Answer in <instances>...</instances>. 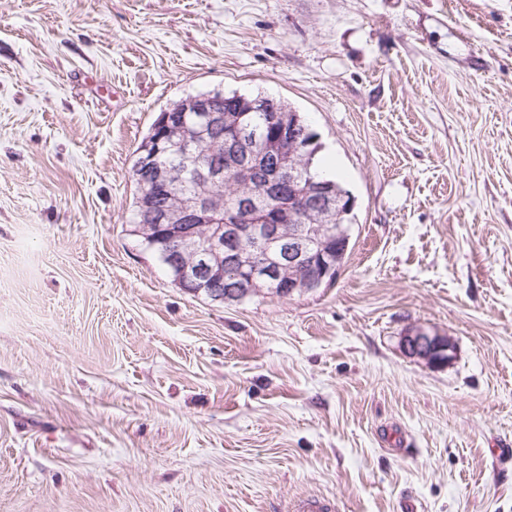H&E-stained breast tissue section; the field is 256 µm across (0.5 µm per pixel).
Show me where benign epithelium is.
<instances>
[{"instance_id": "benign-epithelium-1", "label": "benign epithelium", "mask_w": 512, "mask_h": 512, "mask_svg": "<svg viewBox=\"0 0 512 512\" xmlns=\"http://www.w3.org/2000/svg\"><path fill=\"white\" fill-rule=\"evenodd\" d=\"M271 98L260 97L240 102L237 111L216 110L208 94L194 97L189 107L207 113L208 121L225 127L224 149L240 157L237 170L247 173L248 148L258 144L273 163V173L264 184V192L241 204L231 214V223L221 224L213 232L210 244L199 240L198 225L206 223L210 194H197L178 208L159 210L154 195L171 191L168 169L154 165L160 147L142 156L141 164L154 169L150 186L144 189L140 213L142 226L164 229L170 247L165 253L167 263L176 271V282L196 293L206 290L216 300L224 296L245 298L264 283L281 292L313 291L331 284L349 247L343 231V217L354 210L353 196H336L330 183L304 181L294 157L300 151L296 124L278 120L250 135L249 119L253 112H268ZM288 183L302 191L296 205L288 210V225L253 224L251 219L271 201L277 189ZM313 210L330 222L328 226H307L297 223L303 213ZM238 267L236 281L227 289L214 287L224 280V261ZM403 350L431 365L451 362L455 346L450 337L423 329H414L402 338Z\"/></svg>"}]
</instances>
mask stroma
I'll list each match as a JSON object with an SVG mask.
<instances>
[{
	"label": "stroma",
	"mask_w": 512,
	"mask_h": 512,
	"mask_svg": "<svg viewBox=\"0 0 512 512\" xmlns=\"http://www.w3.org/2000/svg\"><path fill=\"white\" fill-rule=\"evenodd\" d=\"M210 91L307 116L356 200L330 285L214 301L130 235ZM310 497L512 512V0H0V512ZM402 348L431 365L449 364L455 356V346L449 336L423 329H414L404 336Z\"/></svg>",
	"instance_id": "1"
}]
</instances>
